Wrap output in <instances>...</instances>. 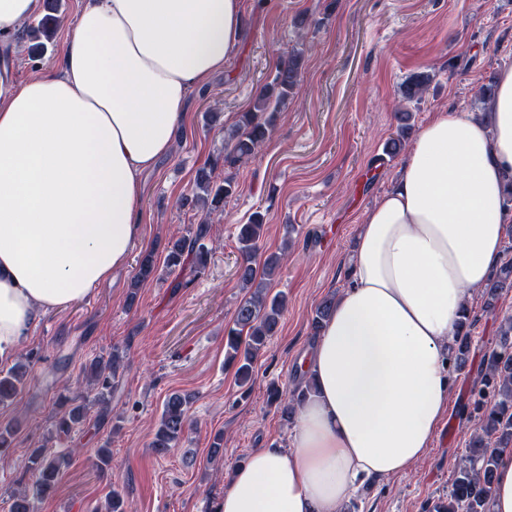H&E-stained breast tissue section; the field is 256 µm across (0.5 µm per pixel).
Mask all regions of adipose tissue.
<instances>
[{
    "label": "adipose tissue",
    "mask_w": 512,
    "mask_h": 512,
    "mask_svg": "<svg viewBox=\"0 0 512 512\" xmlns=\"http://www.w3.org/2000/svg\"><path fill=\"white\" fill-rule=\"evenodd\" d=\"M244 0H82L57 75L0 66V359L87 297L143 235L142 174L176 149L192 90L236 50ZM512 68L491 110L437 112L365 210L349 284L299 361L315 392L289 450L237 468L219 512H341L407 473L449 410L448 353L512 210Z\"/></svg>",
    "instance_id": "1"
}]
</instances>
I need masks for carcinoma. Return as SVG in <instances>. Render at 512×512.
Here are the masks:
<instances>
[{"mask_svg":"<svg viewBox=\"0 0 512 512\" xmlns=\"http://www.w3.org/2000/svg\"><path fill=\"white\" fill-rule=\"evenodd\" d=\"M57 17L44 15L38 19L33 31L50 41L55 35ZM304 64V53L292 50L284 56L270 83L260 89L253 108L240 113L236 124L224 133V152L213 157L196 172L194 188L180 199V205L203 215L191 226L187 234L168 242L166 268L173 273L191 264L193 273L205 267L209 253L207 242L211 240L212 224L209 218L224 211V201L232 196L237 185L232 178L218 179L216 172L224 167H235L247 162L266 140L279 112L287 105L299 85ZM431 77L428 74L410 76L401 87V97L407 102H419ZM412 113L400 109L394 113L396 136L386 143V152L398 154L411 134ZM263 215L256 211L247 224L239 227L240 262L237 267L239 281L244 288L251 289L239 304L232 325L224 330V348L227 363L236 366L235 377L239 387L252 384L253 364L268 340L275 335L286 307L282 294L269 296L266 284L280 268L281 257L275 253L258 261L259 242L263 234ZM157 266L154 254L147 252L138 259L136 273L131 281L129 301L137 296L139 285L154 278ZM512 288V259L495 267L486 284V294L496 297L500 291ZM335 296L324 298L315 310L312 319L313 333H318L331 312ZM474 317L467 314L459 325L454 340V361L462 368L469 353L470 327ZM124 352L112 348L111 356L104 360L94 359L89 365V375L96 385L95 402L99 416L106 419L110 413L112 389L119 376ZM482 388L474 394L471 417L474 433L469 443V455L458 469L452 482L448 498L433 504L430 512H488L496 469V454L512 448V317L507 318L499 329L497 348L484 358L480 369ZM22 375L15 369L0 374V404L17 395ZM313 392V383H298L286 394L276 385L269 389L271 400L278 404L282 418L289 422L294 418L296 407ZM192 396L180 392L168 394L152 448L159 455L175 449L190 426ZM86 420V403L79 394L59 395L55 414V430L64 434L80 427ZM28 468L34 477L33 494L43 496L55 486L57 478L68 462L44 446L32 448L28 455ZM104 512H128L121 492L111 490L106 496Z\"/></svg>","mask_w":512,"mask_h":512,"instance_id":"carcinoma-1","label":"carcinoma"}]
</instances>
